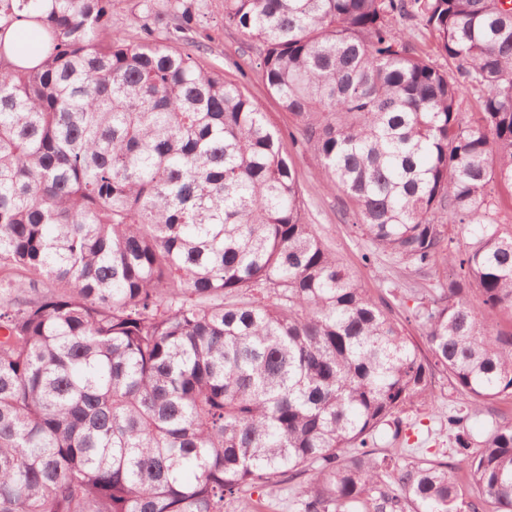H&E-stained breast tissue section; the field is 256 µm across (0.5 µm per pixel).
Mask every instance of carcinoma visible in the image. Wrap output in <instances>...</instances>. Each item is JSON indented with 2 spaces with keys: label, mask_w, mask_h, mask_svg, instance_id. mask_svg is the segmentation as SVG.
<instances>
[{
  "label": "carcinoma",
  "mask_w": 512,
  "mask_h": 512,
  "mask_svg": "<svg viewBox=\"0 0 512 512\" xmlns=\"http://www.w3.org/2000/svg\"><path fill=\"white\" fill-rule=\"evenodd\" d=\"M113 7L0 0V512H229L304 474L302 512H476L448 466L369 447L437 371L471 405L512 397V7L224 0L359 232L435 278L411 312L429 358L306 223L265 113L177 46L211 40L194 0L164 39L151 6L137 41ZM20 20L34 66L4 64ZM469 479L512 512L511 422Z\"/></svg>",
  "instance_id": "1"
}]
</instances>
